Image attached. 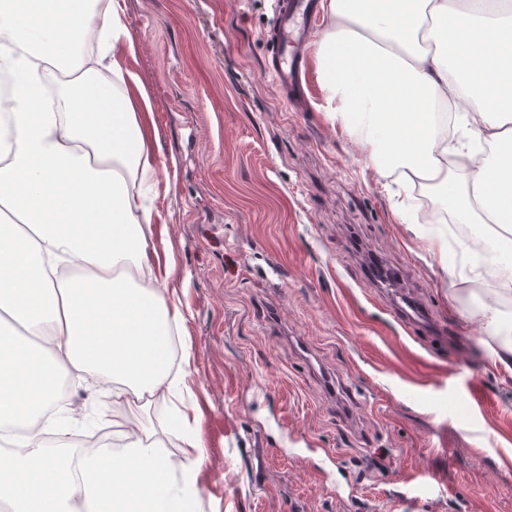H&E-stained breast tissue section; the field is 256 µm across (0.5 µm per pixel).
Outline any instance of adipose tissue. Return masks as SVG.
Segmentation results:
<instances>
[{
	"label": "adipose tissue",
	"mask_w": 512,
	"mask_h": 512,
	"mask_svg": "<svg viewBox=\"0 0 512 512\" xmlns=\"http://www.w3.org/2000/svg\"><path fill=\"white\" fill-rule=\"evenodd\" d=\"M56 15L59 26L0 25V40L26 56L16 64L0 51V75L16 80L18 119L0 127V237L23 240L33 261L29 305L0 286V312L21 325H50L36 348L46 387L56 400L59 373L89 398L64 407L53 438L24 429L0 407V435L10 434L16 465L0 470V497L14 512H171L196 475L204 443L196 431L194 399L184 373H171L162 342L184 313L160 291L177 271L148 250L153 213L130 194L124 170L145 157L144 134L129 100L109 112L91 111L81 93L87 74L107 73L117 89L130 75L116 58L118 44L134 47L116 0H31ZM340 19L326 30L318 53L324 65L329 117L361 132L367 160L385 176L435 178L451 156L470 159L456 200L463 215L455 229L461 267L500 273L502 303L512 302V111L458 112L446 126L439 107L456 82L473 86L502 73V53H473L474 33L512 43V17L459 14L449 0H322ZM45 207L47 220L17 223V184ZM497 232H489L488 224ZM165 390L183 396L177 428L184 446L171 470L166 444L130 432L118 447L79 461L75 476L57 466L69 456L72 428L104 405Z\"/></svg>",
	"instance_id": "1"
}]
</instances>
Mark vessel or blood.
I'll return each mask as SVG.
<instances>
[{
  "label": "vessel or blood",
  "mask_w": 512,
  "mask_h": 512,
  "mask_svg": "<svg viewBox=\"0 0 512 512\" xmlns=\"http://www.w3.org/2000/svg\"><path fill=\"white\" fill-rule=\"evenodd\" d=\"M316 8V0H276L273 78L289 105L298 111L307 105L302 77L315 40ZM397 282L398 275L393 271L386 272L382 280L393 297L394 316L407 322L420 321L418 305L398 288Z\"/></svg>",
  "instance_id": "b4317fda"
}]
</instances>
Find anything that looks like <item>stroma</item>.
I'll use <instances>...</instances> for the list:
<instances>
[{"label": "stroma", "mask_w": 512, "mask_h": 512, "mask_svg": "<svg viewBox=\"0 0 512 512\" xmlns=\"http://www.w3.org/2000/svg\"><path fill=\"white\" fill-rule=\"evenodd\" d=\"M122 2L137 50L118 58L153 165L128 186L177 265L165 293L186 319L165 350L205 445L197 512H512V334L473 330L491 274L442 265L457 170L436 190L367 166L324 110L319 55L312 109L294 111L269 71L273 0ZM374 256L467 364L393 317ZM113 421L181 453L152 396ZM284 426L336 455L351 497L278 448Z\"/></svg>", "instance_id": "stroma-1"}]
</instances>
